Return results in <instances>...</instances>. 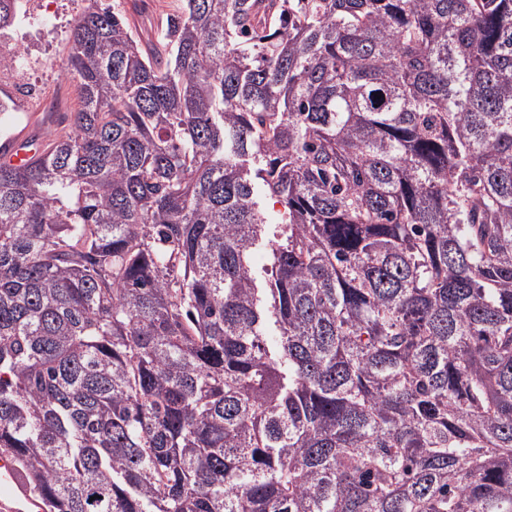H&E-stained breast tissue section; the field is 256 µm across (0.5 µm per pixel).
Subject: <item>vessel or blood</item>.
<instances>
[{"label":"vessel or blood","mask_w":512,"mask_h":512,"mask_svg":"<svg viewBox=\"0 0 512 512\" xmlns=\"http://www.w3.org/2000/svg\"><path fill=\"white\" fill-rule=\"evenodd\" d=\"M60 113L34 111L28 95L10 82L0 83V161L29 165L34 152L25 143L37 139ZM0 512H43L39 499L28 492L12 455H0Z\"/></svg>","instance_id":"vessel-or-blood-1"}]
</instances>
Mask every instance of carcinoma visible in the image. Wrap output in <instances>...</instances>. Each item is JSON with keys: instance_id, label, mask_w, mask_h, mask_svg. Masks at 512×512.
<instances>
[{"instance_id": "1", "label": "carcinoma", "mask_w": 512, "mask_h": 512, "mask_svg": "<svg viewBox=\"0 0 512 512\" xmlns=\"http://www.w3.org/2000/svg\"><path fill=\"white\" fill-rule=\"evenodd\" d=\"M85 2L78 107L0 162L44 512H512V0Z\"/></svg>"}]
</instances>
